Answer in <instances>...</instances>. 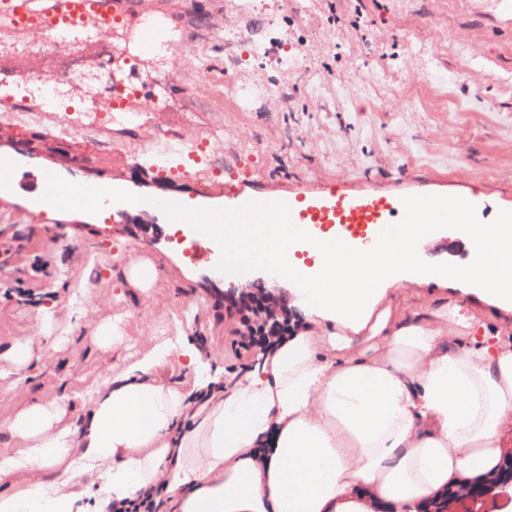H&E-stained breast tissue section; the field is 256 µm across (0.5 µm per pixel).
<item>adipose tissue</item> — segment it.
<instances>
[{
    "mask_svg": "<svg viewBox=\"0 0 512 512\" xmlns=\"http://www.w3.org/2000/svg\"><path fill=\"white\" fill-rule=\"evenodd\" d=\"M227 264H262L295 285L304 315L234 384L164 379L198 369L180 336L150 339L106 367L71 422L61 398L21 384L66 343L70 325L41 308L37 334L0 348V512H106L164 485L167 512H424L454 487L498 472L512 451V226L472 224L479 259L401 276L417 257L409 225L392 249L351 260L327 234L312 241L314 274L292 254L304 225L204 224ZM96 348L126 347L120 321L84 310Z\"/></svg>",
    "mask_w": 512,
    "mask_h": 512,
    "instance_id": "ef3b65f1",
    "label": "adipose tissue"
}]
</instances>
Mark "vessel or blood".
<instances>
[{
	"label": "vessel or blood",
	"mask_w": 512,
	"mask_h": 512,
	"mask_svg": "<svg viewBox=\"0 0 512 512\" xmlns=\"http://www.w3.org/2000/svg\"><path fill=\"white\" fill-rule=\"evenodd\" d=\"M0 26L27 45L60 53L83 45V36L91 29L108 35L133 31L143 61L172 47L169 27L147 17L144 0H0ZM171 81L169 74L159 73L145 84L135 80L127 67H119L112 76V92L99 110L104 114L134 112L147 104L153 111H168L167 98L151 94L149 87ZM29 83L26 70L1 69L0 111H25L27 99L16 90ZM158 205L168 212L172 223L195 225L200 221L197 213L174 200L162 199ZM477 207V200L468 196L444 199L434 208L422 194L355 196L332 190L301 206L281 200H249L226 207L224 221L255 226L306 224L317 229L343 224L347 230L339 238L348 245L350 258L359 259L382 250L393 228L391 214H400L402 223L419 224L429 232L439 224L471 223Z\"/></svg>",
	"instance_id": "obj_1"
}]
</instances>
